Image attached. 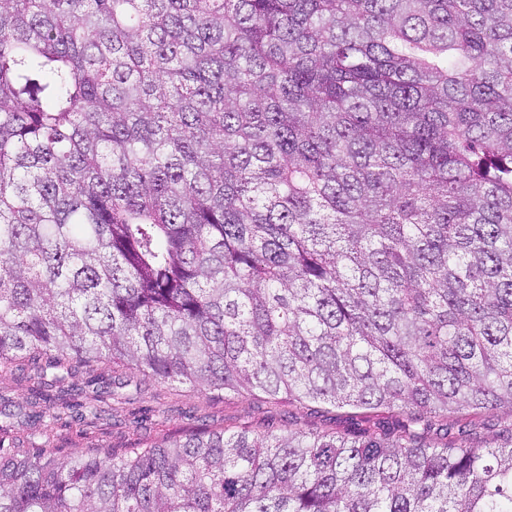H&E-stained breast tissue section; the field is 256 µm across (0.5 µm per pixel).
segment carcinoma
<instances>
[{
	"label": "carcinoma",
	"mask_w": 512,
	"mask_h": 512,
	"mask_svg": "<svg viewBox=\"0 0 512 512\" xmlns=\"http://www.w3.org/2000/svg\"><path fill=\"white\" fill-rule=\"evenodd\" d=\"M388 409L0 446V512H512V0H0V369Z\"/></svg>",
	"instance_id": "carcinoma-1"
}]
</instances>
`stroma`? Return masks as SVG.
Listing matches in <instances>:
<instances>
[{
  "instance_id": "1",
  "label": "stroma",
  "mask_w": 512,
  "mask_h": 512,
  "mask_svg": "<svg viewBox=\"0 0 512 512\" xmlns=\"http://www.w3.org/2000/svg\"><path fill=\"white\" fill-rule=\"evenodd\" d=\"M93 378L123 384L116 395L104 396L101 416L82 419L76 411L63 409L57 417L47 416L31 425L25 418L30 401L41 392L57 399L59 388L43 387L27 368L0 369V408L14 413L10 419L0 417V446H20L33 453L49 447L57 457L69 459L98 449L119 454L142 447L148 438L159 441L238 426L273 434L281 433L292 421L306 431L332 433L347 427L344 419L332 412H318L313 404L302 407L261 394L243 397L224 390L164 383L107 360L91 363L68 379L71 401H83L91 394L89 381Z\"/></svg>"
}]
</instances>
